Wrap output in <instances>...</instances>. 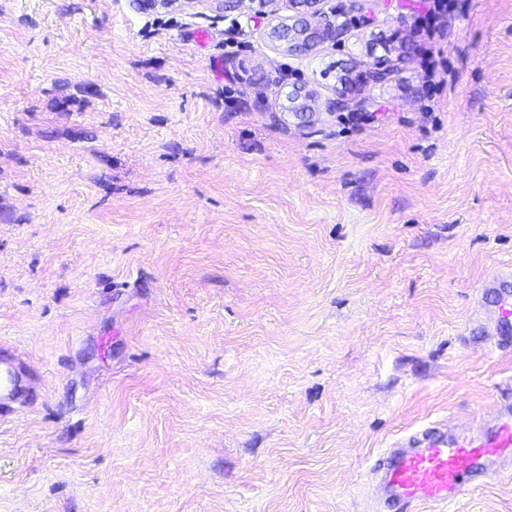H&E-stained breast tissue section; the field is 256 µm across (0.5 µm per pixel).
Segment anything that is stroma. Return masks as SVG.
I'll return each mask as SVG.
<instances>
[{
  "label": "stroma",
  "mask_w": 512,
  "mask_h": 512,
  "mask_svg": "<svg viewBox=\"0 0 512 512\" xmlns=\"http://www.w3.org/2000/svg\"><path fill=\"white\" fill-rule=\"evenodd\" d=\"M432 6L285 52L286 0H0V512H374L512 391V0ZM484 288H491L501 295L500 304L494 314L496 336H502L501 342L508 344L507 336L512 334V268L500 270L485 282ZM22 370L18 366L0 370V423L11 404L17 401L18 384L22 378Z\"/></svg>",
  "instance_id": "35a3bbf8"
}]
</instances>
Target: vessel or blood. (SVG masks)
Listing matches in <instances>:
<instances>
[{"instance_id": "obj_1", "label": "vessel or blood", "mask_w": 512, "mask_h": 512, "mask_svg": "<svg viewBox=\"0 0 512 512\" xmlns=\"http://www.w3.org/2000/svg\"><path fill=\"white\" fill-rule=\"evenodd\" d=\"M488 288L501 301L494 314L496 333H512V268L495 273ZM20 367L0 370V416L17 400ZM512 452V402L497 405L494 418L473 433L433 427L410 435L390 450L375 469L381 500L387 512L403 505L441 504L481 482L498 477L496 462Z\"/></svg>"}]
</instances>
